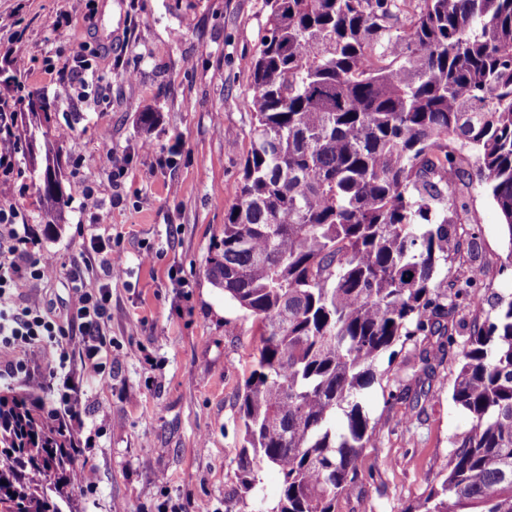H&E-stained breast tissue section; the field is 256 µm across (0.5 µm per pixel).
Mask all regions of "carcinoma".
Wrapping results in <instances>:
<instances>
[{
  "label": "carcinoma",
  "instance_id": "1",
  "mask_svg": "<svg viewBox=\"0 0 512 512\" xmlns=\"http://www.w3.org/2000/svg\"><path fill=\"white\" fill-rule=\"evenodd\" d=\"M252 116L236 202L207 275L254 317L261 346L237 398L235 503L338 512L378 440L363 395L391 348L411 342L410 377L387 404H415L458 351L451 399L470 426L447 472L403 512H512V299L459 341L479 303L477 232L452 230L475 157L512 265V0H263ZM55 161L32 170L64 204ZM463 276L434 283L450 262ZM75 435L28 392L0 394V512H60L83 490Z\"/></svg>",
  "mask_w": 512,
  "mask_h": 512
}]
</instances>
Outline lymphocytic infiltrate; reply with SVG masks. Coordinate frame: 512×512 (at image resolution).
I'll use <instances>...</instances> for the list:
<instances>
[{
	"instance_id": "obj_1",
	"label": "lymphocytic infiltrate",
	"mask_w": 512,
	"mask_h": 512,
	"mask_svg": "<svg viewBox=\"0 0 512 512\" xmlns=\"http://www.w3.org/2000/svg\"><path fill=\"white\" fill-rule=\"evenodd\" d=\"M32 242L27 220L14 207H0V350L12 358L0 365V381L17 377L56 389L60 406L67 416L69 429L83 447H91L101 430L110 428L111 420L86 427L80 411L81 392L65 371L72 359H80L89 377L101 374L103 352L112 346L106 333L109 318L108 290L90 289L81 277H73L75 302L66 320H58L45 309L35 294H22V287L35 286L47 279L51 270L31 255ZM82 335L80 350H72L67 342L70 330ZM51 346L57 352L56 361L43 369L31 364L38 348Z\"/></svg>"
}]
</instances>
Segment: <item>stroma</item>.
Here are the masks:
<instances>
[{"instance_id": "1", "label": "stroma", "mask_w": 512, "mask_h": 512, "mask_svg": "<svg viewBox=\"0 0 512 512\" xmlns=\"http://www.w3.org/2000/svg\"><path fill=\"white\" fill-rule=\"evenodd\" d=\"M72 19L59 30V14ZM263 0H0V55L15 30L26 49L0 58V100L16 84L45 99L49 139L60 169L65 205L60 229H48L46 200L18 154L21 177H0V205L23 212L37 234L34 256L52 270L36 289L45 307L65 318L75 295L70 275L111 293L107 330L112 348L105 371L87 379L80 363L70 372L82 387L85 424L111 418V429L83 458L96 472L94 489L61 503V512H224L237 483L240 446L237 393L260 346L253 318L207 275L212 245L235 202L249 143L252 68L264 32ZM89 70L62 73L75 52ZM155 112L151 128L140 114ZM152 151H145L144 142ZM178 146L174 162L167 149ZM128 156L124 178L113 181L100 161L105 147ZM94 195H87V188ZM459 231L478 229L476 261L486 268L481 308L461 306V335L486 317L496 298L512 297V266L499 259L512 249L501 214L478 179L466 191ZM107 223H98L99 215ZM111 242L123 255L113 274L95 252ZM412 345L381 362V378L364 402L380 432L365 449L360 488L339 512H404L416 505L448 465L469 427L451 400L457 357L440 368L425 412L406 430L388 419L387 394L409 373Z\"/></svg>"}]
</instances>
